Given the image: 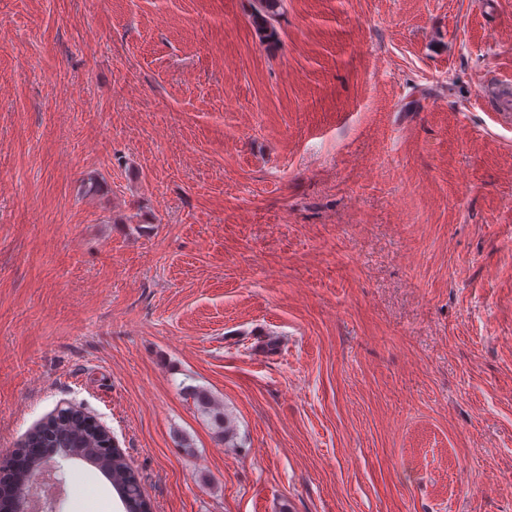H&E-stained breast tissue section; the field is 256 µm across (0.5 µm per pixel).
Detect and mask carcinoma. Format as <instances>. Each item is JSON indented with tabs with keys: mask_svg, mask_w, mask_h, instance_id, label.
Wrapping results in <instances>:
<instances>
[{
	"mask_svg": "<svg viewBox=\"0 0 512 512\" xmlns=\"http://www.w3.org/2000/svg\"><path fill=\"white\" fill-rule=\"evenodd\" d=\"M282 0H257L252 22L261 37L273 41L278 33L271 24ZM198 407L210 417L220 435L229 433L224 425V412L218 409L207 391L191 389ZM110 433L93 417L75 407L62 408L39 422L38 428L17 448L27 458L28 469L39 471L45 464L41 448H64L69 457L96 467L112 482L122 498L126 512H151L152 505L144 494L139 475L119 448H109Z\"/></svg>",
	"mask_w": 512,
	"mask_h": 512,
	"instance_id": "carcinoma-1",
	"label": "carcinoma"
}]
</instances>
